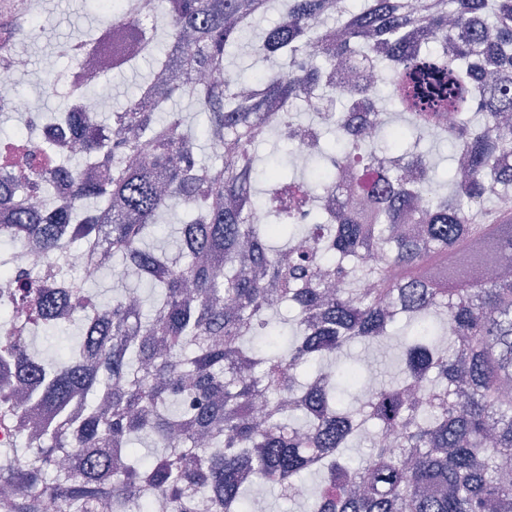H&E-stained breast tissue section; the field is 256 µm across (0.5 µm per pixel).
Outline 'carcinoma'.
<instances>
[{"instance_id":"cac0c4a2","label":"carcinoma","mask_w":512,"mask_h":512,"mask_svg":"<svg viewBox=\"0 0 512 512\" xmlns=\"http://www.w3.org/2000/svg\"><path fill=\"white\" fill-rule=\"evenodd\" d=\"M271 0H162L150 21L165 19L166 46L141 57L169 73L167 97L152 112L142 98L156 72L111 124L71 107L41 115L74 130L69 140L30 141L38 168L18 174L0 160V206L10 223L0 239L29 241L49 258L72 248L112 256L160 288L144 310L128 289L110 302L82 287L59 293L10 268L0 254V408L9 427L28 407L45 420L0 445V512H147L163 495L175 512L206 498L212 512H248L255 475L291 492L296 478H319L310 512H512V0H283L277 25L255 51L281 61L255 83L250 99L234 91L224 57ZM103 26L133 22V10L102 0ZM112 45L84 39L73 65L107 64ZM387 69L390 83H338ZM316 112L336 127V146L294 117L313 93ZM361 93L408 114L391 127L387 113L350 128L349 104ZM191 97L206 121L201 135L168 112L170 98ZM288 104V113L267 104ZM456 113L445 124V114ZM292 142L314 131L311 181L281 167L258 171L254 148L273 132ZM448 137V193L433 187L430 165L408 131ZM218 156L200 164V140ZM390 154L393 164L357 212L329 215L333 193H364L360 174ZM71 196L57 202V183ZM182 199L187 220L178 253L146 244L169 211L161 187ZM264 209L246 223L243 204ZM478 246L502 259L495 274L464 266L445 275L451 254ZM296 311L291 334L273 323ZM401 319L414 326L401 377L355 408L339 388L360 390L362 369L332 365L353 342L382 343ZM80 325L64 360L48 362L31 346L50 329ZM263 400V421L249 412ZM373 453L361 466L345 451L368 424ZM150 440L151 457L131 442Z\"/></svg>"}]
</instances>
